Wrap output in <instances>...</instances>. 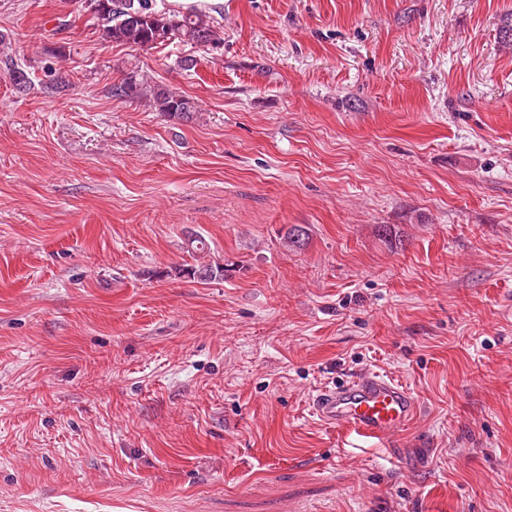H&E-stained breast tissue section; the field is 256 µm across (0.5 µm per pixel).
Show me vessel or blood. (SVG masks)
Segmentation results:
<instances>
[{"mask_svg": "<svg viewBox=\"0 0 512 512\" xmlns=\"http://www.w3.org/2000/svg\"><path fill=\"white\" fill-rule=\"evenodd\" d=\"M311 407L322 422L345 426L374 441L404 430L417 412V401L407 387L375 372L321 389Z\"/></svg>", "mask_w": 512, "mask_h": 512, "instance_id": "obj_1", "label": "vessel or blood"}]
</instances>
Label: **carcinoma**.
I'll return each instance as SVG.
<instances>
[{"label": "carcinoma", "mask_w": 512, "mask_h": 512, "mask_svg": "<svg viewBox=\"0 0 512 512\" xmlns=\"http://www.w3.org/2000/svg\"><path fill=\"white\" fill-rule=\"evenodd\" d=\"M102 40L129 47H153L179 42L197 47H213L224 41V32L211 17L201 11L171 13L159 8L156 0H82ZM118 98L150 97L157 109L171 121L184 122L198 112L196 103L168 88L152 84L131 72L112 86ZM285 247L302 250L308 244L305 229L294 224L284 237ZM191 261L172 267L167 274L178 278L216 282L224 280L227 265L209 259L210 249L201 237L188 240Z\"/></svg>", "instance_id": "1"}]
</instances>
